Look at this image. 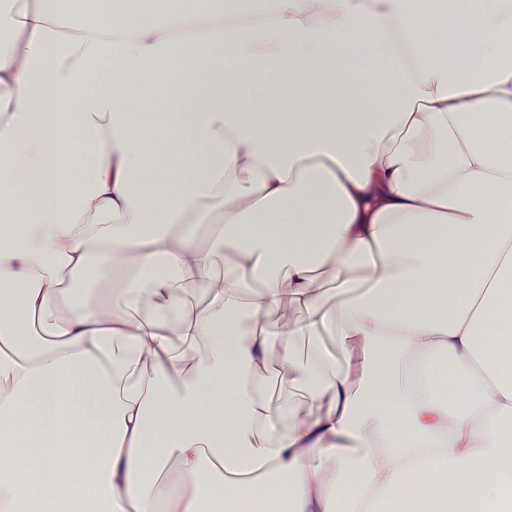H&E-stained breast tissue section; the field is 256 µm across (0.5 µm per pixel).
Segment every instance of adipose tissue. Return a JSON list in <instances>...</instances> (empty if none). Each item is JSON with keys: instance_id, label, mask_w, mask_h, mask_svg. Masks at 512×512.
Returning a JSON list of instances; mask_svg holds the SVG:
<instances>
[{"instance_id": "1", "label": "adipose tissue", "mask_w": 512, "mask_h": 512, "mask_svg": "<svg viewBox=\"0 0 512 512\" xmlns=\"http://www.w3.org/2000/svg\"><path fill=\"white\" fill-rule=\"evenodd\" d=\"M0 30V512H512V0Z\"/></svg>"}]
</instances>
